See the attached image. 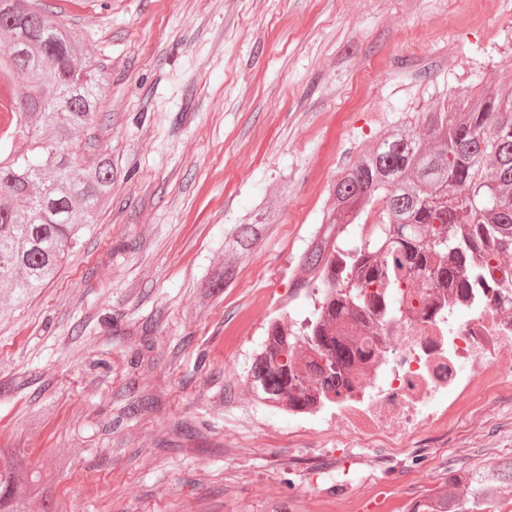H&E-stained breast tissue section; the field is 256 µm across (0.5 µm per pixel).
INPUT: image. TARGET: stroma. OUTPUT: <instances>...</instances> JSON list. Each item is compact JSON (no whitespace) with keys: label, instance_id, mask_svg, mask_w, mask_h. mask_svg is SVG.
Listing matches in <instances>:
<instances>
[{"label":"stroma","instance_id":"obj_1","mask_svg":"<svg viewBox=\"0 0 512 512\" xmlns=\"http://www.w3.org/2000/svg\"><path fill=\"white\" fill-rule=\"evenodd\" d=\"M45 2L108 75L79 163L108 153L119 173L54 281L0 316V446L26 452L39 493L59 512H410L449 470L512 455V381L439 447L401 451L322 431L246 385L264 338L254 312L287 311L328 186L394 127L512 73V0ZM273 195L275 224L198 308L232 229ZM150 318L155 353L193 343L150 376L162 412L109 434L136 357L120 332ZM184 416L207 445L135 463L114 449L123 437L148 451Z\"/></svg>","mask_w":512,"mask_h":512}]
</instances>
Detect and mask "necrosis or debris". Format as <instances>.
Returning <instances> with one entry per match:
<instances>
[{"mask_svg": "<svg viewBox=\"0 0 512 512\" xmlns=\"http://www.w3.org/2000/svg\"><path fill=\"white\" fill-rule=\"evenodd\" d=\"M511 370L512 298L447 292L436 314L380 325L373 355L358 366V395L333 414L364 447L431 448L463 397L498 398Z\"/></svg>", "mask_w": 512, "mask_h": 512, "instance_id": "necrosis-or-debris-1", "label": "necrosis or debris"}]
</instances>
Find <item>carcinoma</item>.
<instances>
[{"label":"carcinoma","mask_w":512,"mask_h":512,"mask_svg":"<svg viewBox=\"0 0 512 512\" xmlns=\"http://www.w3.org/2000/svg\"><path fill=\"white\" fill-rule=\"evenodd\" d=\"M0 306L23 304L57 274L98 211L112 196L118 167L100 156L92 167L75 159V134L97 109L105 81L98 62L71 42L45 10L25 0H0ZM462 102L437 103L419 129H394L343 170L332 204L298 255L296 292L310 304L266 319L264 338L247 375L252 393L286 412L316 403L336 406L353 397L350 375L367 353L353 333L369 327L372 312L393 321L401 307L427 303L434 288L463 295L497 269V288L512 294V78L493 90L459 92ZM277 200L267 199L235 226L233 258L200 288L199 306L230 285L259 236L274 224ZM376 210L378 221L363 224ZM158 320L123 331L148 352L116 392L120 413L112 429L157 414L158 395L140 380L158 364L150 354ZM173 438L155 453L204 439L196 423L173 422ZM34 475L20 451L0 448V512H32ZM512 498V458L494 469L448 472L412 512H487Z\"/></svg>","instance_id":"cac0c4a2"}]
</instances>
